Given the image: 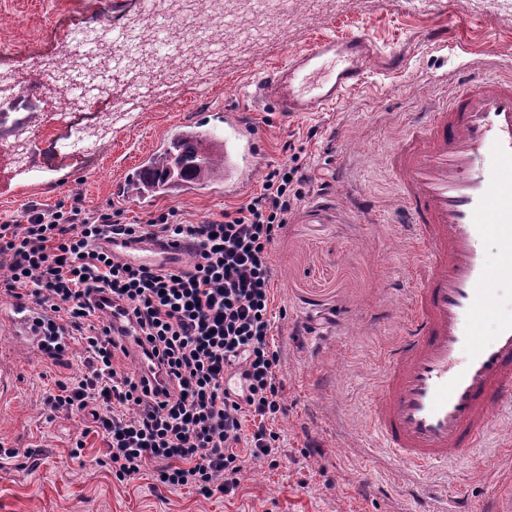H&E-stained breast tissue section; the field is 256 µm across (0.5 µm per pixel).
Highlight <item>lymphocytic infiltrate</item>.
<instances>
[{"mask_svg":"<svg viewBox=\"0 0 512 512\" xmlns=\"http://www.w3.org/2000/svg\"><path fill=\"white\" fill-rule=\"evenodd\" d=\"M314 181L300 164L270 167L259 192L221 218L174 212L126 222L74 201L24 209L0 223L9 271L0 293L26 292L64 313L85 353L80 380H59L50 412L89 411L116 479L152 471L158 485L234 493L247 459L278 451L271 424L287 408L273 339L272 247ZM191 239L186 266L152 268L113 254L105 239ZM111 294L132 335L112 333L93 297ZM145 359L150 372L133 369ZM228 377L240 385L225 387Z\"/></svg>","mask_w":512,"mask_h":512,"instance_id":"f902f5d3","label":"lymphocytic infiltrate"}]
</instances>
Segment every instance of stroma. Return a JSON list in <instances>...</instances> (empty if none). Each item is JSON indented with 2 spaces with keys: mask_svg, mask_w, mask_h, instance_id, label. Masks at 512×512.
<instances>
[{
  "mask_svg": "<svg viewBox=\"0 0 512 512\" xmlns=\"http://www.w3.org/2000/svg\"><path fill=\"white\" fill-rule=\"evenodd\" d=\"M115 0H0V67L22 70L25 82L0 98V222L29 207L54 209L81 199L92 209L121 211L127 221L156 210L181 220L220 218L225 207L260 190L270 166L289 162L286 142L302 147L301 164L317 183L273 246L274 341L282 352V398L274 425L276 462H248L232 495L203 497L195 489L157 486L150 474L118 481L100 463L101 436L85 434V413L50 412L57 380L85 371L81 351L55 366L35 354L18 358V388L0 406V512H447L462 499L469 512H489L512 483V414L491 419L487 447L422 472L379 448L369 427L379 392L383 353L403 336L409 317L412 249L398 223V188L386 168L414 114L451 100L475 77H512V0H284L271 23L279 37L245 30L236 8L224 9V35L210 50L221 73L194 71L179 53L183 24L146 10L145 38L164 41L157 64L118 61L125 32L113 25ZM94 20L102 36L76 43L63 20ZM453 39L430 41L431 30ZM365 32L407 63L387 73L371 62L366 84L331 112L283 121L243 93L261 67L329 33ZM66 43L91 56L112 78L104 101L87 94V109L112 115V141L91 167L10 163L6 136L28 128L33 153L48 150L45 133L68 120L64 102L49 106L33 85L43 80L37 56ZM236 112L258 135L260 164L247 192L192 187L144 203L114 194L170 129L206 113L224 122ZM84 438L82 460L71 446Z\"/></svg>",
  "mask_w": 512,
  "mask_h": 512,
  "instance_id": "obj_1",
  "label": "stroma"
}]
</instances>
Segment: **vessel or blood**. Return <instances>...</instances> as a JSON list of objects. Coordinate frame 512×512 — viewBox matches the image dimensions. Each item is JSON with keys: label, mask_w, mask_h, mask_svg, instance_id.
<instances>
[{"label": "vessel or blood", "mask_w": 512, "mask_h": 512, "mask_svg": "<svg viewBox=\"0 0 512 512\" xmlns=\"http://www.w3.org/2000/svg\"><path fill=\"white\" fill-rule=\"evenodd\" d=\"M404 51L364 33L324 36L288 54L249 86L283 119L329 112L367 78L369 60L401 71ZM224 189L244 188L257 138L225 119ZM386 166L400 189L401 222L416 248L408 328L389 351L371 426L387 453L413 470L483 447L491 415L512 414V80H482L450 104L419 113ZM496 243V263L486 260ZM112 252L146 265L183 264L191 240L111 242ZM62 337L48 351L66 360L67 325L28 296L0 305V331L21 349H42L48 325Z\"/></svg>", "instance_id": "obj_1"}]
</instances>
